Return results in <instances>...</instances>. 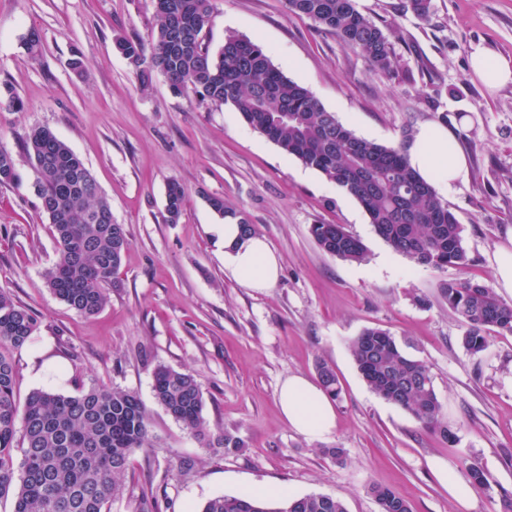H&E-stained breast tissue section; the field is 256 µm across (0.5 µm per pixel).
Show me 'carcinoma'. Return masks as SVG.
<instances>
[{"mask_svg": "<svg viewBox=\"0 0 512 512\" xmlns=\"http://www.w3.org/2000/svg\"><path fill=\"white\" fill-rule=\"evenodd\" d=\"M288 11L304 15L359 50L371 70L394 69L384 31L355 6L354 0H285ZM215 0H156V24L145 45L121 38L117 48L138 70L141 84L153 73L169 75L176 94L191 91L213 105L229 104L256 132L303 165L354 197L375 232L411 261L444 269L468 262L461 225L434 187L413 171L402 148L362 138L326 111L304 86L276 67L264 48L236 33L212 52L206 42ZM23 151L33 171L31 188L47 216L59 247L58 261L44 274L45 285L79 314H98L109 290L120 287L117 273L129 247L124 225L111 221L112 207L83 160L45 126L30 128ZM16 160L0 146V185L18 181ZM221 216L240 224L244 236L256 234L242 213L224 200L210 199ZM187 204L184 188L168 184L165 221L176 224ZM319 248L343 261L367 257L364 243L341 224H314ZM448 308L468 326L467 351L487 347L484 332L512 334V305L485 283L448 281L441 288ZM37 328L27 307L0 289V498L13 500L12 512H110L122 489L121 477L134 451L152 448L150 415L131 391L92 385L76 395L42 389L19 402L17 368L11 352L24 346ZM350 349L371 390L439 434L448 444L456 435L444 419L430 367L408 354L388 331L369 327ZM319 382L339 397L334 370L322 364ZM156 401L178 423L210 447L238 448L230 434L213 437L203 417L204 400L195 376L158 365L153 372ZM21 459L15 460V452ZM379 512H410L406 500L389 488L373 489ZM201 512H346L332 496H217Z\"/></svg>", "mask_w": 512, "mask_h": 512, "instance_id": "carcinoma-1", "label": "carcinoma"}]
</instances>
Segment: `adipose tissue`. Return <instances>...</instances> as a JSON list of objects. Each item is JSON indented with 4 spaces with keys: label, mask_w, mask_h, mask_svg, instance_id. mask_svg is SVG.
<instances>
[{
    "label": "adipose tissue",
    "mask_w": 512,
    "mask_h": 512,
    "mask_svg": "<svg viewBox=\"0 0 512 512\" xmlns=\"http://www.w3.org/2000/svg\"><path fill=\"white\" fill-rule=\"evenodd\" d=\"M408 159L414 170L446 195L465 177L466 159L459 140L453 130L441 125L420 128ZM215 232L224 266L241 287L264 290L276 284L280 260L265 238L242 236L239 224L230 218L216 225ZM278 400L283 417L296 432L313 440L334 432V406L323 389L308 377L289 376L279 389Z\"/></svg>",
    "instance_id": "obj_1"
}]
</instances>
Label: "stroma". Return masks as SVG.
<instances>
[{
    "label": "stroma",
    "instance_id": "obj_1",
    "mask_svg": "<svg viewBox=\"0 0 512 512\" xmlns=\"http://www.w3.org/2000/svg\"><path fill=\"white\" fill-rule=\"evenodd\" d=\"M211 50L237 32L308 88L357 135L385 145L414 141L426 124L457 134L468 172L446 201L470 262L442 270L412 263L374 231L358 202L318 171L286 155L229 105L176 95L162 75L141 87L117 50L118 38L149 43L154 0H0V85L23 100L0 103V146L15 155L20 181L0 185V289L38 317L31 341L14 351L19 397L35 389L66 395L92 384L135 392L151 415L152 454L135 452L111 512H134L152 489L158 512H199L210 498L269 486L296 496L337 497L347 512H378L373 487L404 497L411 512H462L429 467L443 460L460 476L478 461L488 482L474 486L469 512H507L512 495V335L488 333L469 353L465 325L440 297L443 283L495 282L497 247L512 244V83L484 84L475 53L512 61V0H431L428 21L408 0H355L390 27V75L284 0H216ZM41 36L38 57L23 45ZM81 59L82 71L72 69ZM50 128L96 177L125 225L130 245L120 285L97 315L85 317L43 283L58 259L49 221L30 184L21 139ZM188 202L178 223L164 221L169 182ZM245 212L280 257L273 288L240 287L224 267L212 231L221 218L211 197ZM315 224H341L368 251L361 263L324 253ZM389 331L431 368L456 446L426 432L405 409L374 393L350 342L363 329ZM192 372L212 433L237 448H209L177 423L153 394V370ZM332 367L341 386L336 428L308 439L292 430L278 390L292 375ZM338 448L341 458L329 456ZM193 461L189 474L181 460Z\"/></svg>",
    "mask_w": 512,
    "mask_h": 512
}]
</instances>
